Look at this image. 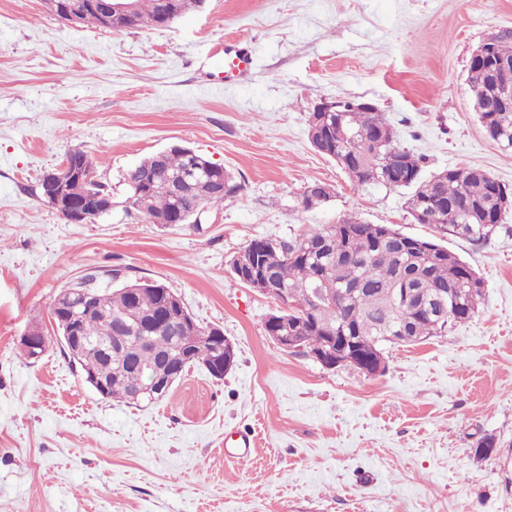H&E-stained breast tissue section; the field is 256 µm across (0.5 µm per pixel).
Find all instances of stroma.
Wrapping results in <instances>:
<instances>
[{"mask_svg":"<svg viewBox=\"0 0 512 512\" xmlns=\"http://www.w3.org/2000/svg\"><path fill=\"white\" fill-rule=\"evenodd\" d=\"M512 32V0H206L166 27H74L45 0H0V512H512V210L489 242L443 240L484 283L444 336L385 350L369 377L328 370L265 333L270 300L231 263L251 240L292 241L349 215L437 239L406 193L352 186L308 139L323 99L369 100L430 168L476 165L512 186V151L472 109V53ZM249 51L211 87L213 54ZM182 145L241 191L199 223L152 224L129 206L140 160ZM74 150L102 157L109 213L73 224L41 197ZM331 196L303 209L304 190ZM156 281L236 358L195 367L137 407L101 398L56 336L50 308L77 283ZM38 329L45 353L19 340ZM254 436L250 457L224 436ZM496 438L476 459L483 435Z\"/></svg>","mask_w":512,"mask_h":512,"instance_id":"1","label":"stroma"}]
</instances>
